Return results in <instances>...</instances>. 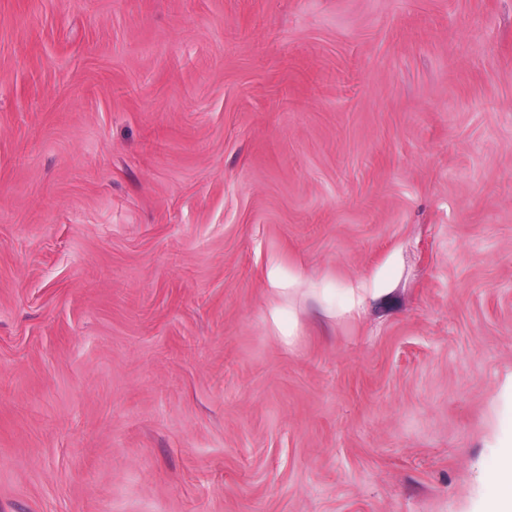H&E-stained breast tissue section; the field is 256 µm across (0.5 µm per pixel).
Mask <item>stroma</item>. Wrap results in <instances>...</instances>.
<instances>
[{
    "label": "stroma",
    "instance_id": "35a3bbf8",
    "mask_svg": "<svg viewBox=\"0 0 512 512\" xmlns=\"http://www.w3.org/2000/svg\"><path fill=\"white\" fill-rule=\"evenodd\" d=\"M511 436L512 0H0V512H482ZM313 290L319 296L323 313L327 316H336V311L341 314H360L369 288H364L363 284L349 288H339L337 306L336 288H313Z\"/></svg>",
    "mask_w": 512,
    "mask_h": 512
}]
</instances>
